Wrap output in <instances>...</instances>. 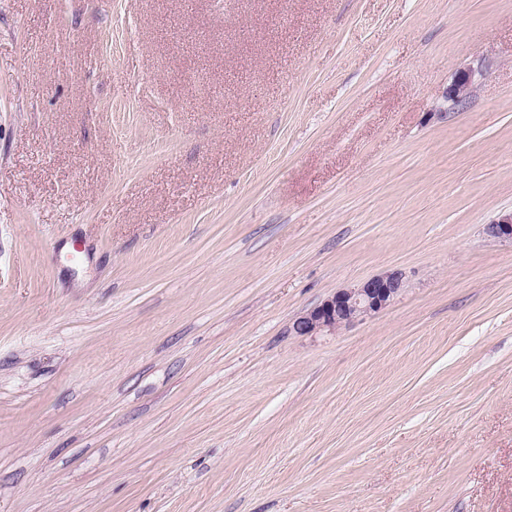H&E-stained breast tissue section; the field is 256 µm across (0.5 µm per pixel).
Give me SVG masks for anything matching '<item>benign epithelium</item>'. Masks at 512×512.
Listing matches in <instances>:
<instances>
[{
	"mask_svg": "<svg viewBox=\"0 0 512 512\" xmlns=\"http://www.w3.org/2000/svg\"><path fill=\"white\" fill-rule=\"evenodd\" d=\"M474 82L473 70L460 71L448 87V101L454 106L466 104ZM483 234L490 240L512 242V211L484 225ZM403 288L402 273L387 270L359 285L337 290L319 305L302 313L294 321L293 330L300 335H316L363 321L389 306Z\"/></svg>",
	"mask_w": 512,
	"mask_h": 512,
	"instance_id": "benign-epithelium-1",
	"label": "benign epithelium"
}]
</instances>
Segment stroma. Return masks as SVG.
Listing matches in <instances>:
<instances>
[{
	"label": "stroma",
	"mask_w": 512,
	"mask_h": 512,
	"mask_svg": "<svg viewBox=\"0 0 512 512\" xmlns=\"http://www.w3.org/2000/svg\"><path fill=\"white\" fill-rule=\"evenodd\" d=\"M511 208L512 0H0V512H512ZM475 82V73L472 69L462 70L453 83L448 87L447 98L453 106H463L471 96ZM483 234L489 240L512 242V210L503 213L489 224H484ZM403 288L402 273L387 270L359 285L336 290L302 313L294 321L293 330L300 335H316L363 321L389 306Z\"/></svg>",
	"instance_id": "1"
}]
</instances>
